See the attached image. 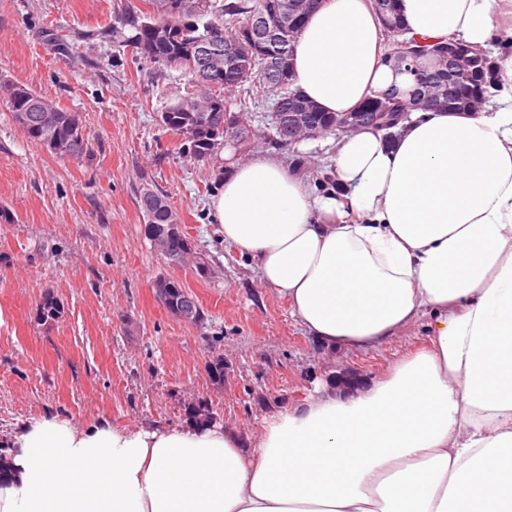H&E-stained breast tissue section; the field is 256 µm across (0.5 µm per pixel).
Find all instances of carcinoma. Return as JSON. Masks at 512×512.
<instances>
[{"mask_svg":"<svg viewBox=\"0 0 512 512\" xmlns=\"http://www.w3.org/2000/svg\"><path fill=\"white\" fill-rule=\"evenodd\" d=\"M149 9L130 6L123 12L121 27L101 32L102 37L122 38L131 53L192 76L191 83L204 92L188 94L161 113V121L179 139L178 153L208 161L224 147L219 123L233 125L242 118L245 105L233 93L251 83L253 98L276 97L270 143L287 148L310 131L316 136L336 133L340 121L320 110L293 87L292 56L300 29L288 27V17L310 13L318 0H143ZM385 35L393 38L385 62L406 78L362 103L374 110L373 127L382 128L384 115L401 121L417 110L439 108L448 112L469 111L482 106L487 94L500 84L497 58L489 50L470 48L469 62L454 56L457 39L420 42L396 39L403 31L397 0H371ZM132 34H124V28ZM204 42L217 51L216 58L194 54V44ZM13 120L23 134L51 154L72 161L90 156L88 138L77 113L64 111L45 97L22 85L8 89ZM238 106L234 111L231 106ZM52 107L50 122L42 119ZM60 142L70 145V154L56 153ZM139 206L149 224H169L177 219L165 199L147 190ZM62 308L52 297L38 308V319L58 321Z\"/></svg>","mask_w":512,"mask_h":512,"instance_id":"cac0c4a2","label":"carcinoma"}]
</instances>
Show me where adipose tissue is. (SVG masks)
I'll return each mask as SVG.
<instances>
[{
	"label": "adipose tissue",
	"mask_w": 512,
	"mask_h": 512,
	"mask_svg": "<svg viewBox=\"0 0 512 512\" xmlns=\"http://www.w3.org/2000/svg\"><path fill=\"white\" fill-rule=\"evenodd\" d=\"M407 37L486 47L512 0H401ZM370 0H320L293 82L344 116L395 82ZM479 112L414 111L385 142L341 135L340 193L280 159L234 165L212 202L259 280L316 339L369 349L428 320L430 346L356 397L304 394L256 447L236 433L77 427L14 434L0 512H512V56Z\"/></svg>",
	"instance_id": "1"
}]
</instances>
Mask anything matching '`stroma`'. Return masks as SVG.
I'll return each instance as SVG.
<instances>
[{
  "label": "stroma",
  "mask_w": 512,
  "mask_h": 512,
  "mask_svg": "<svg viewBox=\"0 0 512 512\" xmlns=\"http://www.w3.org/2000/svg\"><path fill=\"white\" fill-rule=\"evenodd\" d=\"M129 0H0V445L47 414L89 426L163 429L193 413L251 447L266 421L303 393L348 395L387 379L429 345L419 323L373 349H333L292 316L275 289L225 242L211 209L221 190L214 163L180 155L160 121L189 92V75L102 39ZM23 85L80 113L92 153L63 161L22 133L7 89ZM272 101L247 121L257 137L247 157L275 156L316 193L328 180L335 135L281 150L269 142ZM152 189L177 214L199 275L170 262L145 233L139 195ZM166 277L195 295L204 319L172 316L154 284ZM63 314L36 317L44 296ZM224 359L223 382L208 366Z\"/></svg>",
  "instance_id": "obj_1"
}]
</instances>
